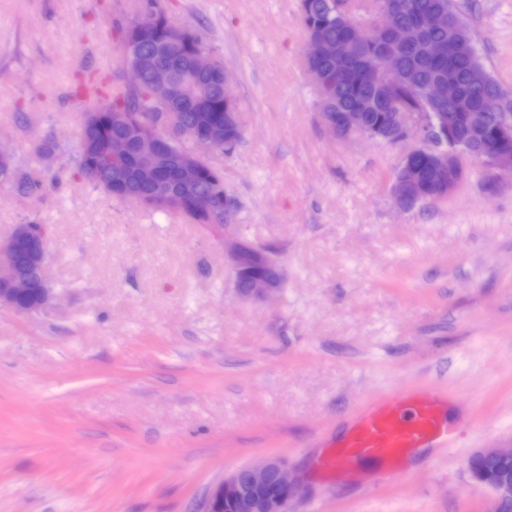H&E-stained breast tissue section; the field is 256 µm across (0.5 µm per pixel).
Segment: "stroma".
I'll use <instances>...</instances> for the list:
<instances>
[{"label":"stroma","mask_w":512,"mask_h":512,"mask_svg":"<svg viewBox=\"0 0 512 512\" xmlns=\"http://www.w3.org/2000/svg\"><path fill=\"white\" fill-rule=\"evenodd\" d=\"M148 0H0V147L42 196L0 185V239L49 225L56 301L0 308V512H196L238 467L281 458L293 512H488L468 474L512 446V176L464 158L447 197L400 207L417 138H332L305 64L300 0H167L226 64L242 141L209 154L233 230L282 287L244 298L224 249L77 174L84 71L121 69V28ZM512 90V0H454ZM50 137L51 159L34 150ZM436 389L450 440L331 476L319 458L382 396Z\"/></svg>","instance_id":"35a3bbf8"}]
</instances>
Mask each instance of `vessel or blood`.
I'll return each instance as SVG.
<instances>
[{
    "label": "vessel or blood",
    "mask_w": 512,
    "mask_h": 512,
    "mask_svg": "<svg viewBox=\"0 0 512 512\" xmlns=\"http://www.w3.org/2000/svg\"><path fill=\"white\" fill-rule=\"evenodd\" d=\"M448 404L438 393L411 397L385 396L362 412L339 443L325 467L353 469L366 458H377L389 467L415 448L442 433L443 411Z\"/></svg>",
    "instance_id": "1"
}]
</instances>
